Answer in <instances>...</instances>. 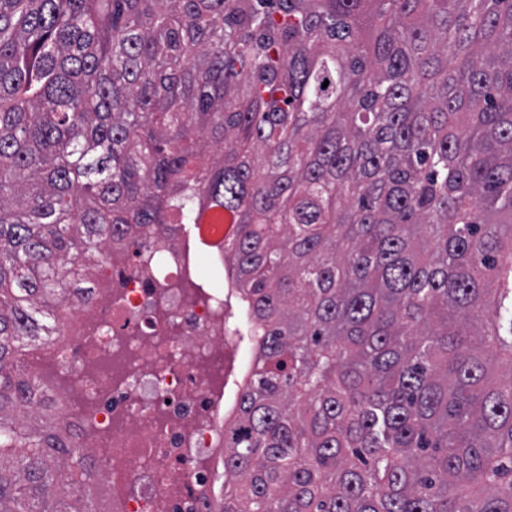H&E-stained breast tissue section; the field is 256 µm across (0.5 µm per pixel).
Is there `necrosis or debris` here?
Wrapping results in <instances>:
<instances>
[{
    "instance_id": "obj_1",
    "label": "necrosis or debris",
    "mask_w": 512,
    "mask_h": 512,
    "mask_svg": "<svg viewBox=\"0 0 512 512\" xmlns=\"http://www.w3.org/2000/svg\"><path fill=\"white\" fill-rule=\"evenodd\" d=\"M135 251L113 246L48 345L25 364H56L45 381L59 396L69 373L84 395L63 418L91 448L106 512H206L224 454V401L243 348L224 334V299L183 287L200 254L224 267V227L179 224Z\"/></svg>"
}]
</instances>
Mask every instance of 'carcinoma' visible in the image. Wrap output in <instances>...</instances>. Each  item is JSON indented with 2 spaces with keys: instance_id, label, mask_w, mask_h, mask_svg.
<instances>
[{
  "instance_id": "cac0c4a2",
  "label": "carcinoma",
  "mask_w": 512,
  "mask_h": 512,
  "mask_svg": "<svg viewBox=\"0 0 512 512\" xmlns=\"http://www.w3.org/2000/svg\"><path fill=\"white\" fill-rule=\"evenodd\" d=\"M214 209L208 512H512V0H0V512H99L25 352Z\"/></svg>"
}]
</instances>
